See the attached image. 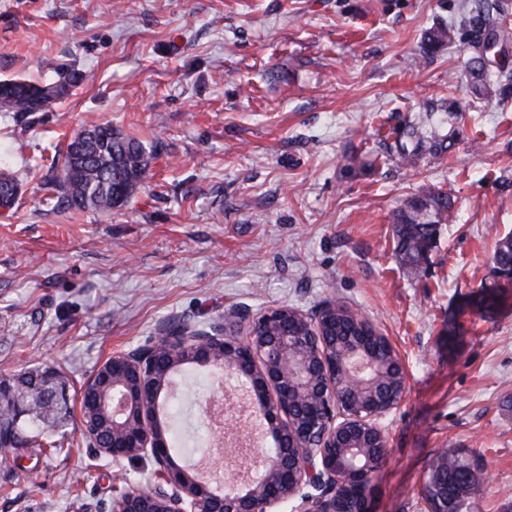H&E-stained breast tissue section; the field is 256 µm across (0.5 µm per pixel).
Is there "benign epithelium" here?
Segmentation results:
<instances>
[{
    "mask_svg": "<svg viewBox=\"0 0 512 512\" xmlns=\"http://www.w3.org/2000/svg\"><path fill=\"white\" fill-rule=\"evenodd\" d=\"M336 300L323 301L315 311L288 306L270 308L253 320L248 334L224 321L188 333L167 332L152 344L112 355L98 367L80 398L81 426L91 434L102 414L112 418V440L95 445L114 459L150 458L160 484L116 489L112 512H280L296 501L295 512H345L336 489L354 485L372 512L368 496L384 455L373 466L359 468L361 453L349 427L358 421L380 431L378 421L404 399H375L349 413L342 408L341 391H356L372 379L371 364L356 360L336 372L334 348L328 343ZM185 363L209 365L241 378V397L251 414L267 426L273 442L249 448L236 462L235 476L226 482L213 474L203 479L178 464L160 423L162 398L171 375ZM20 378L0 379V401L11 402L15 421L0 431V454H10L13 435L39 410L70 404L69 392L31 399Z\"/></svg>",
    "mask_w": 512,
    "mask_h": 512,
    "instance_id": "obj_1",
    "label": "benign epithelium"
}]
</instances>
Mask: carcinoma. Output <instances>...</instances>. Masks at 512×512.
<instances>
[{"mask_svg": "<svg viewBox=\"0 0 512 512\" xmlns=\"http://www.w3.org/2000/svg\"><path fill=\"white\" fill-rule=\"evenodd\" d=\"M507 14L504 8L493 12L476 9L466 17V32L448 24L434 29L427 37L423 52L429 53L444 46L453 45L456 40L466 39L470 58L467 61L474 85L487 88L491 85L500 90L504 97L512 96V70L503 66L492 70L487 67L485 56L488 49L497 45L499 33L506 31ZM49 85H41L22 79L0 80V94L8 101L5 112L14 113L17 122L23 124L32 115L33 106L30 92L41 91ZM95 136L77 141L72 139L53 157L43 176L48 191L58 199V203L76 210H92L110 214L120 210L134 198L145 180L155 151L134 137L116 132L110 125H94ZM459 130L453 128L448 134L440 133L438 127L430 126L420 119L406 132L410 145L402 144L397 152L398 159L404 165L414 164V157L425 150L435 158L448 153L458 140ZM121 179L125 185L124 201L112 198V181ZM453 202L442 191L424 196H414L402 201L393 215V235L396 239V252L403 266L417 271L425 262L420 246L431 236L437 235L438 226L452 219ZM512 261V235L496 241L493 254L494 263ZM360 324L349 314L344 304L336 308V341L345 339L343 332H351L359 343L377 352L381 370L389 380L393 390L402 387L397 378L398 367L393 361L390 348L381 336L372 333L362 334ZM68 413L59 414L51 420L35 413L30 422L22 428L26 445L41 447L46 445L57 448L50 440L47 428L55 427L66 420ZM480 469L479 463L461 452H453L448 468L434 470L426 486L427 499L432 508L444 512H464L470 499L469 488L476 486L474 471Z\"/></svg>", "mask_w": 512, "mask_h": 512, "instance_id": "obj_1", "label": "carcinoma"}]
</instances>
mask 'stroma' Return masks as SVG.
<instances>
[{
  "instance_id": "stroma-1",
  "label": "stroma",
  "mask_w": 512,
  "mask_h": 512,
  "mask_svg": "<svg viewBox=\"0 0 512 512\" xmlns=\"http://www.w3.org/2000/svg\"><path fill=\"white\" fill-rule=\"evenodd\" d=\"M465 0H0V80L90 72L26 125L0 111V171L21 183L0 220V376L49 366L78 399L112 354L168 326L336 298L387 336L405 399L381 422L373 512H421L444 450L487 473L467 512H512V99L474 91L464 45L420 51ZM464 106L453 152L401 166L376 148L445 99ZM111 124L155 149L141 191L109 215L59 206L45 165L81 128ZM447 192L457 215L405 269L392 214ZM497 287L495 308L476 301ZM238 383L206 366L177 379L203 466L206 401ZM71 412L58 450L0 458V512H110L118 478L152 463L96 454Z\"/></svg>"
}]
</instances>
